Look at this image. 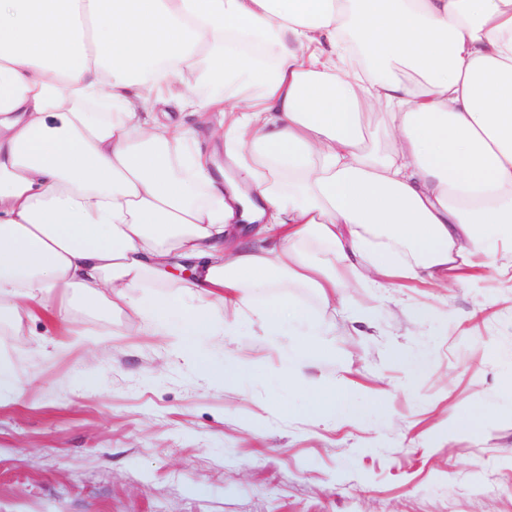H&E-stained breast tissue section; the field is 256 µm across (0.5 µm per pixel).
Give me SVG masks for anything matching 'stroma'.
Masks as SVG:
<instances>
[{"mask_svg":"<svg viewBox=\"0 0 512 512\" xmlns=\"http://www.w3.org/2000/svg\"><path fill=\"white\" fill-rule=\"evenodd\" d=\"M286 293L330 325L299 370L305 337L246 326L178 359L78 291L65 316L0 322L21 383L0 399V512H512V289ZM348 385L359 419L311 411L307 389Z\"/></svg>","mask_w":512,"mask_h":512,"instance_id":"obj_1","label":"stroma"}]
</instances>
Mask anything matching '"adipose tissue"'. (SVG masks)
I'll list each match as a JSON object with an SVG mask.
<instances>
[{
    "instance_id": "adipose-tissue-1",
    "label": "adipose tissue",
    "mask_w": 512,
    "mask_h": 512,
    "mask_svg": "<svg viewBox=\"0 0 512 512\" xmlns=\"http://www.w3.org/2000/svg\"><path fill=\"white\" fill-rule=\"evenodd\" d=\"M500 243L512 0H0V318L102 291L192 356L208 300L324 336L282 288L468 283Z\"/></svg>"
}]
</instances>
